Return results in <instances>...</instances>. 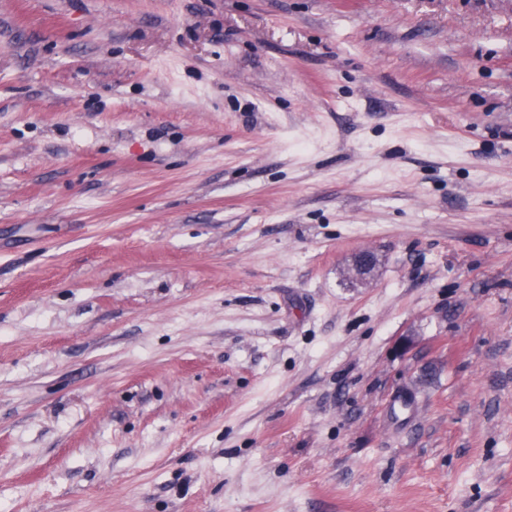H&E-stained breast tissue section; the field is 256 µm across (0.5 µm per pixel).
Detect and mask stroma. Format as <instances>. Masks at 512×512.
<instances>
[{
    "label": "stroma",
    "instance_id": "obj_1",
    "mask_svg": "<svg viewBox=\"0 0 512 512\" xmlns=\"http://www.w3.org/2000/svg\"><path fill=\"white\" fill-rule=\"evenodd\" d=\"M0 512H512V0H0Z\"/></svg>",
    "mask_w": 512,
    "mask_h": 512
}]
</instances>
